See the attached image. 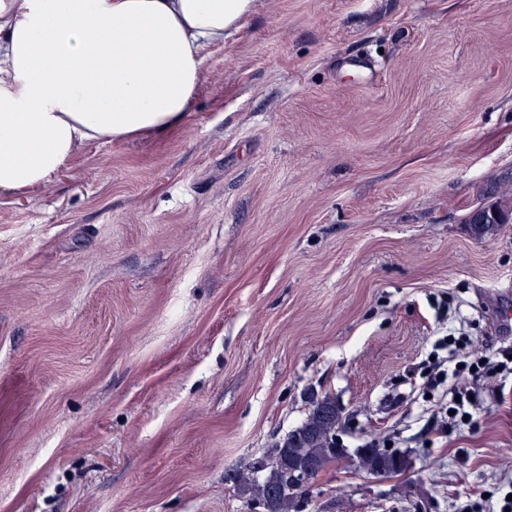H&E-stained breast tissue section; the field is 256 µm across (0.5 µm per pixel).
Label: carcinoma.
Wrapping results in <instances>:
<instances>
[{
	"label": "carcinoma",
	"instance_id": "1",
	"mask_svg": "<svg viewBox=\"0 0 512 512\" xmlns=\"http://www.w3.org/2000/svg\"><path fill=\"white\" fill-rule=\"evenodd\" d=\"M497 213L500 223H512V196L504 195L494 203L472 211L465 220L475 237L481 238L495 230L497 221L488 215ZM343 427V415L336 401L327 396L308 397V412L300 425L275 441L264 455L252 462L240 474V483L252 508L258 512H303L308 503L309 486L296 488L288 481V474L301 471L306 465L330 464L336 458V434ZM358 465L363 470L378 472L396 464L405 465L404 455L396 450L359 448Z\"/></svg>",
	"mask_w": 512,
	"mask_h": 512
}]
</instances>
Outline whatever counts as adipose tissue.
Listing matches in <instances>:
<instances>
[{"mask_svg": "<svg viewBox=\"0 0 512 512\" xmlns=\"http://www.w3.org/2000/svg\"><path fill=\"white\" fill-rule=\"evenodd\" d=\"M256 0H0V196L89 142L177 126Z\"/></svg>", "mask_w": 512, "mask_h": 512, "instance_id": "1", "label": "adipose tissue"}]
</instances>
